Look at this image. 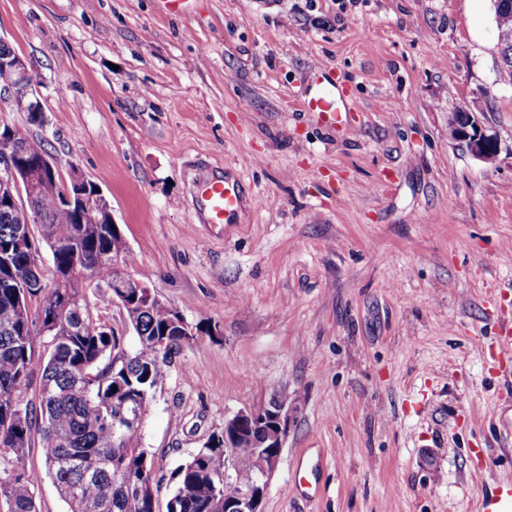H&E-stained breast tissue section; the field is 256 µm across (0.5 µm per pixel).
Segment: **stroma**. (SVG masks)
Returning <instances> with one entry per match:
<instances>
[{"instance_id":"35a3bbf8","label":"stroma","mask_w":512,"mask_h":512,"mask_svg":"<svg viewBox=\"0 0 512 512\" xmlns=\"http://www.w3.org/2000/svg\"><path fill=\"white\" fill-rule=\"evenodd\" d=\"M0 40L43 107L0 96V126L96 183L129 273L203 327L144 420L156 512L226 417L275 395L300 403L263 512H477L512 478V84L490 0H0ZM321 68L354 127L302 110ZM459 108L495 163L449 138ZM216 175L243 187L234 223L199 221ZM303 454L323 458L309 501ZM449 112L448 136L455 141L464 143L470 154L477 160L487 163L496 160L499 154L497 137L489 133L476 112Z\"/></svg>"}]
</instances>
